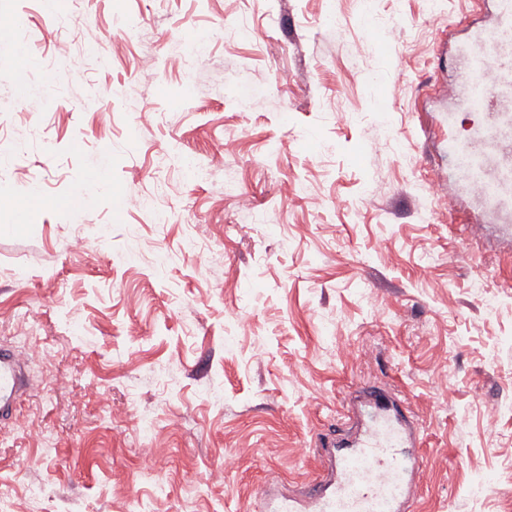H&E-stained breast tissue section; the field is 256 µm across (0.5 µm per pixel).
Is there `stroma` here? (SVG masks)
Wrapping results in <instances>:
<instances>
[{
    "label": "stroma",
    "mask_w": 512,
    "mask_h": 512,
    "mask_svg": "<svg viewBox=\"0 0 512 512\" xmlns=\"http://www.w3.org/2000/svg\"><path fill=\"white\" fill-rule=\"evenodd\" d=\"M0 6V347L47 351L0 512H257L315 481L356 383L419 424L414 512H512V222L442 150L439 57L492 0H370L369 28L359 0Z\"/></svg>",
    "instance_id": "stroma-1"
}]
</instances>
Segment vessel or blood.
I'll return each mask as SVG.
<instances>
[{
	"label": "vessel or blood",
	"instance_id": "1",
	"mask_svg": "<svg viewBox=\"0 0 512 512\" xmlns=\"http://www.w3.org/2000/svg\"><path fill=\"white\" fill-rule=\"evenodd\" d=\"M465 85L449 117L475 112L482 120L467 140L449 139L445 149L464 181L479 187L490 214L512 209V158L490 156L512 142V0H496L491 23L475 33L459 56ZM26 385L20 359L0 348V421ZM350 410L352 437L320 439L322 479L300 497L263 490V512H409L425 458L421 439L397 401L379 388L358 387Z\"/></svg>",
	"mask_w": 512,
	"mask_h": 512
}]
</instances>
